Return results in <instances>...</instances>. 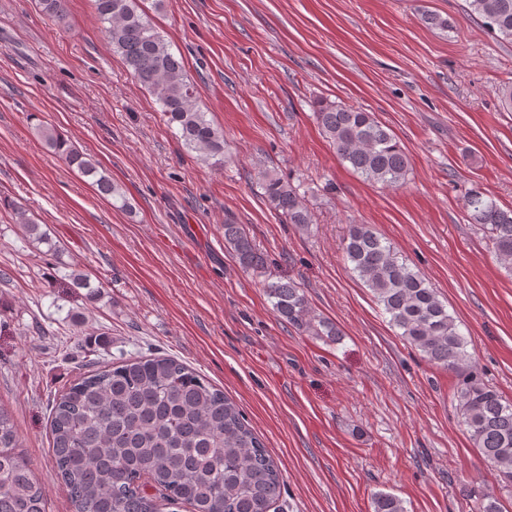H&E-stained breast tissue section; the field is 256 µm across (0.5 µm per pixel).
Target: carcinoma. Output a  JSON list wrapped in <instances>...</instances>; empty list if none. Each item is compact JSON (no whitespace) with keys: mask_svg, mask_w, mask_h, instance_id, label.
Wrapping results in <instances>:
<instances>
[{"mask_svg":"<svg viewBox=\"0 0 512 512\" xmlns=\"http://www.w3.org/2000/svg\"><path fill=\"white\" fill-rule=\"evenodd\" d=\"M53 20L68 14L69 0H40ZM471 10L503 40L512 42V0H469ZM112 49L134 78L156 97L163 116L190 150L218 165L224 136L198 110L184 61L145 17L138 0H93ZM314 116L336 155L363 180L384 187L405 184L410 157L395 135L362 108L320 101ZM45 145L92 177L98 191L121 201L119 190L98 176L97 163L54 128L43 126ZM264 195L286 221L312 223L300 186L262 175ZM464 208L485 233L493 253L512 270V209L481 189H469ZM26 236L56 247L26 210L7 203ZM224 242L246 270L263 273L264 258L241 224L224 223ZM344 256L399 335L430 363L455 372L457 409L475 448L501 481L512 483V400L475 370L468 340L437 290L367 224H350ZM266 293L277 317L302 333L339 339L335 323L315 313L301 286L269 281ZM52 454L72 512H161L162 504L191 512H283V477L243 412L183 361L140 357L80 374L58 394L50 413ZM12 414L0 406V512H46V499L19 451ZM373 512H407L404 501L377 492Z\"/></svg>","mask_w":512,"mask_h":512,"instance_id":"obj_1","label":"carcinoma"}]
</instances>
